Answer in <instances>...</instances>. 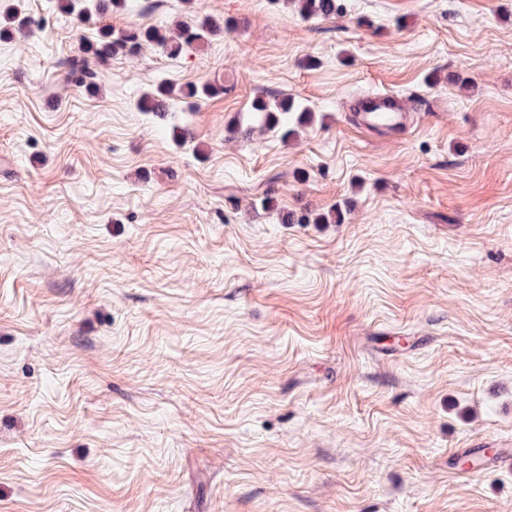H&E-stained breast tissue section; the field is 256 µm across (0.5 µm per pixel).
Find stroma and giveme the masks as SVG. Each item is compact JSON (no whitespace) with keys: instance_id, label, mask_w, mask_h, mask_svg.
Instances as JSON below:
<instances>
[{"instance_id":"obj_1","label":"stroma","mask_w":512,"mask_h":512,"mask_svg":"<svg viewBox=\"0 0 512 512\" xmlns=\"http://www.w3.org/2000/svg\"><path fill=\"white\" fill-rule=\"evenodd\" d=\"M43 3L0 41V512H512V472L448 470L512 440V0ZM204 15L65 78L101 25ZM162 78L224 92L161 122ZM385 91L409 130L354 129ZM257 96L316 121L229 139ZM48 12L59 13L73 22L83 23L92 16L104 17L126 5V0H46ZM339 0H283L303 18H329L340 10ZM226 27L208 16L180 21L173 26L102 27L93 40L81 45L83 54L105 61L137 53L144 45H152L170 57H180L201 50L210 38ZM175 89L166 79L159 81L144 92L135 102L139 112L151 113L160 120H165L169 112L174 111L173 98Z\"/></svg>"}]
</instances>
